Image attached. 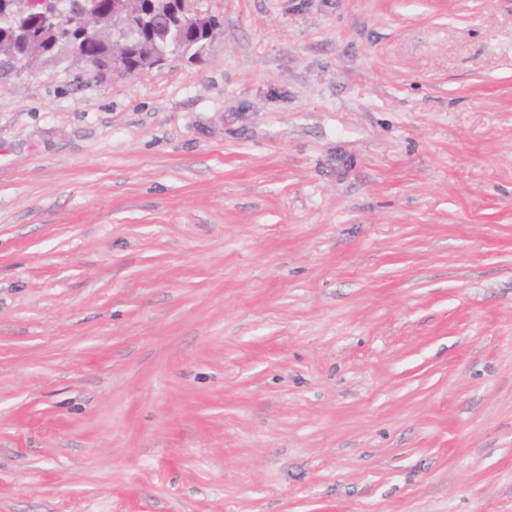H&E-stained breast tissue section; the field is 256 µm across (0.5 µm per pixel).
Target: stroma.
Segmentation results:
<instances>
[{
  "instance_id": "1",
  "label": "stroma",
  "mask_w": 512,
  "mask_h": 512,
  "mask_svg": "<svg viewBox=\"0 0 512 512\" xmlns=\"http://www.w3.org/2000/svg\"><path fill=\"white\" fill-rule=\"evenodd\" d=\"M211 7L0 68V512H512V0Z\"/></svg>"
}]
</instances>
